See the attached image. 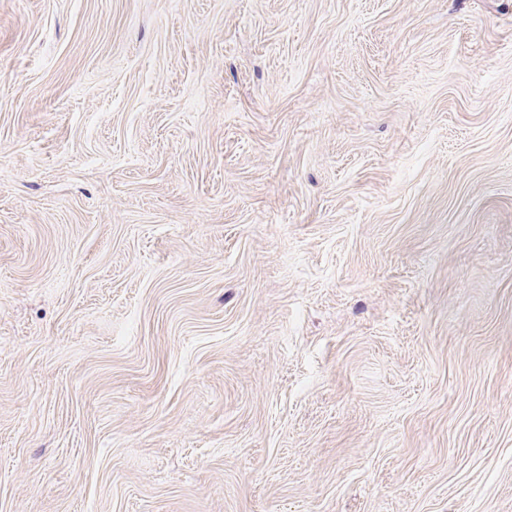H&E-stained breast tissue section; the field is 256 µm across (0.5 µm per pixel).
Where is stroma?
<instances>
[{"instance_id":"obj_1","label":"stroma","mask_w":512,"mask_h":512,"mask_svg":"<svg viewBox=\"0 0 512 512\" xmlns=\"http://www.w3.org/2000/svg\"><path fill=\"white\" fill-rule=\"evenodd\" d=\"M0 512H512V0H0Z\"/></svg>"}]
</instances>
